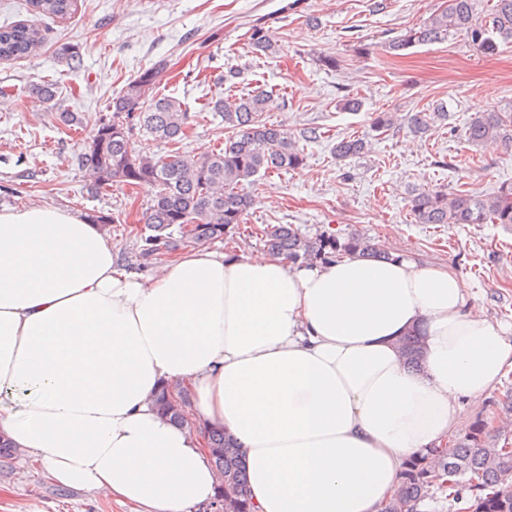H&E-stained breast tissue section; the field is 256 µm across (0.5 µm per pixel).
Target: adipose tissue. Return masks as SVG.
I'll return each mask as SVG.
<instances>
[{"label": "adipose tissue", "instance_id": "obj_1", "mask_svg": "<svg viewBox=\"0 0 512 512\" xmlns=\"http://www.w3.org/2000/svg\"><path fill=\"white\" fill-rule=\"evenodd\" d=\"M422 337L423 362L399 349ZM512 370V328L453 269L355 252L298 265L190 249L144 277L100 225L0 209V434L18 465L132 512H193L221 480L208 433L247 464L255 512H383L410 460L471 430ZM188 390L183 425L154 397Z\"/></svg>", "mask_w": 512, "mask_h": 512}]
</instances>
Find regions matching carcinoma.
Returning <instances> with one entry per match:
<instances>
[{
  "instance_id": "obj_1",
  "label": "carcinoma",
  "mask_w": 512,
  "mask_h": 512,
  "mask_svg": "<svg viewBox=\"0 0 512 512\" xmlns=\"http://www.w3.org/2000/svg\"><path fill=\"white\" fill-rule=\"evenodd\" d=\"M445 0V6L432 13L419 26L411 27L389 41L393 51L442 43L462 35L482 50L493 54L502 44L512 43V0ZM77 0H31L40 13L65 17L75 10ZM247 44L256 51L274 48L272 36L263 26L253 24L245 33ZM42 40L39 30L25 25L0 27V59L29 55ZM82 46L63 44L58 59L68 66L79 63ZM159 61L142 71L112 98V116L95 117L98 129L81 154L80 162L89 168L99 192L121 184L148 188L150 204L143 221L151 234L143 239L142 256L149 257L162 247L176 250L184 243L204 245L232 240L255 205V196L243 185L273 171L295 170L304 165V149L282 126L269 122L275 107L271 92L258 87L229 101L211 100L208 109L224 117L232 135L224 145L199 156L180 153L177 145L187 138L192 116L179 101L155 90L156 74L164 69ZM448 119L447 108L439 103L408 118L410 130L424 133L434 123ZM392 112H378L372 119L374 131L385 133L396 124ZM144 130L170 147L165 155L137 153L131 146L136 130ZM467 141L479 145L488 141L512 147V117L500 112H482L471 118L465 130ZM367 141L347 135L334 147L338 159L363 153ZM411 212L418 224H512V185H503L482 198L464 191L448 194L423 190L411 200ZM263 242L269 254L294 262H327L340 251L360 248L379 260L389 259L373 240L352 234L344 240L323 232L315 238L301 235L291 224H275L263 229ZM409 363L422 362L420 337L409 334L401 340ZM156 405L175 423L184 421L183 409L172 405L169 387L161 389ZM210 445L218 449L212 461L224 474V487L235 498L237 512H250L244 498L246 468L232 439L221 428L209 433ZM499 438L488 430V422L478 420L466 439L438 451L437 467L455 472V497L469 503L471 512H512V455L498 447ZM432 464L412 462L391 499L387 512H418L419 504L433 487Z\"/></svg>"
}]
</instances>
